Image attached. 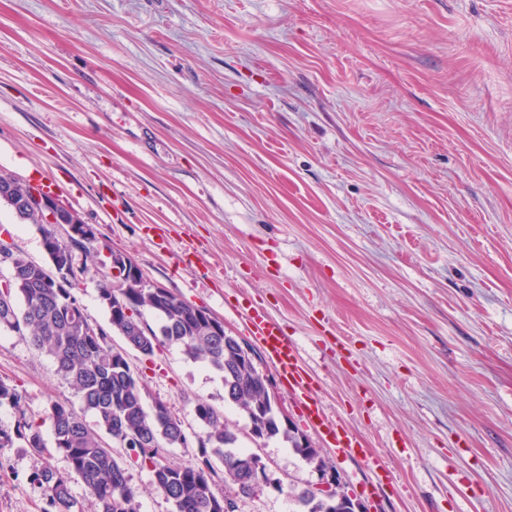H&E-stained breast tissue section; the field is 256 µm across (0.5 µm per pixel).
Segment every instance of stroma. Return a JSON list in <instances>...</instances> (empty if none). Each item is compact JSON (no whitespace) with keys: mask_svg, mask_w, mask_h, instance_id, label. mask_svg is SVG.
<instances>
[{"mask_svg":"<svg viewBox=\"0 0 512 512\" xmlns=\"http://www.w3.org/2000/svg\"><path fill=\"white\" fill-rule=\"evenodd\" d=\"M0 171L95 225L74 295L107 327L106 248L245 334L279 321L324 411L365 456L300 431L378 512H512V0H0ZM46 262L39 226L0 237ZM184 424L232 422L218 372L175 346L129 351ZM0 379L40 418L82 404L50 358L0 333ZM239 512H296L318 475L278 439ZM380 458L376 476L368 456ZM56 450L0 448V512H48ZM138 512H171L128 462Z\"/></svg>","mask_w":512,"mask_h":512,"instance_id":"1","label":"stroma"}]
</instances>
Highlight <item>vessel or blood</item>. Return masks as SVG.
Listing matches in <instances>:
<instances>
[{"label":"vessel or blood","instance_id":"vessel-or-blood-1","mask_svg":"<svg viewBox=\"0 0 512 512\" xmlns=\"http://www.w3.org/2000/svg\"><path fill=\"white\" fill-rule=\"evenodd\" d=\"M246 327L248 335L261 344L269 362L286 381L308 423L321 434L327 445L348 455L363 453L361 442L342 420L331 418L324 412L315 394V380L300 361L294 344L280 324L264 312L251 308L246 314Z\"/></svg>","mask_w":512,"mask_h":512}]
</instances>
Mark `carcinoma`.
Listing matches in <instances>:
<instances>
[{"mask_svg": "<svg viewBox=\"0 0 512 512\" xmlns=\"http://www.w3.org/2000/svg\"><path fill=\"white\" fill-rule=\"evenodd\" d=\"M29 189L30 185L0 173V204L9 206L18 220L41 227L47 255V264L41 265L15 254L7 300H0V333L29 338L36 350L53 361L57 375L79 397L84 410L94 415L91 426L69 402L56 400L46 407L43 420L50 421L54 448L68 459L71 473L83 481L99 512H136V491L129 484L124 461L112 448L114 443L125 447L131 437L136 440L131 448L135 462L151 469L154 488L171 502L173 512H224V501L237 502L236 494L261 462L255 453L240 449L243 432L257 444L271 439L287 442L316 471L327 466L321 449L302 443L298 428L289 429L278 418L266 397L264 372L239 352V337L213 332L201 318L203 307L169 290L160 297L154 288H116L105 276L97 291L108 311L110 330L90 325L73 294L88 273L86 261L79 257L87 246L52 236L44 214L21 205ZM57 268L66 271L68 287H56ZM144 309L158 317V329L142 320ZM113 334L143 355L154 354L165 343L178 345L188 359L221 373L224 403L242 413L245 426L231 423L200 399L195 415L204 432L199 436L198 454L187 463L162 460L163 449L186 443L183 423L163 402L146 406L145 387L126 355L112 345ZM3 401L18 407L19 418L12 428L0 425V448L23 441L42 452V423L27 417L21 408L22 395L0 381ZM216 458L223 464L224 481L234 486L235 493H214ZM34 479L44 487L55 512H72L69 478L45 466ZM340 494L338 489L311 495L305 489L294 497L299 512H341Z\"/></svg>", "mask_w": 512, "mask_h": 512, "instance_id": "obj_1", "label": "carcinoma"}]
</instances>
